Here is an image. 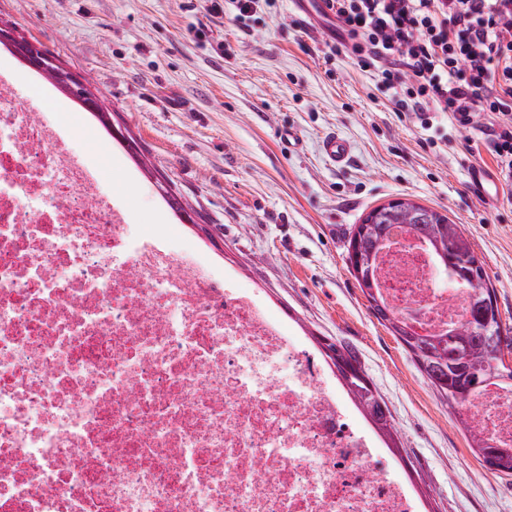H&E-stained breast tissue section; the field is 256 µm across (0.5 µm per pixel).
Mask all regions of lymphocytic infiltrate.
<instances>
[{
    "label": "lymphocytic infiltrate",
    "instance_id": "lymphocytic-infiltrate-1",
    "mask_svg": "<svg viewBox=\"0 0 512 512\" xmlns=\"http://www.w3.org/2000/svg\"><path fill=\"white\" fill-rule=\"evenodd\" d=\"M344 46L431 129L451 113L512 186V0H327ZM489 112L492 123L478 118Z\"/></svg>",
    "mask_w": 512,
    "mask_h": 512
}]
</instances>
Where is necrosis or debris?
<instances>
[{
	"instance_id": "4bbe7bcc",
	"label": "necrosis or debris",
	"mask_w": 512,
	"mask_h": 512,
	"mask_svg": "<svg viewBox=\"0 0 512 512\" xmlns=\"http://www.w3.org/2000/svg\"><path fill=\"white\" fill-rule=\"evenodd\" d=\"M0 77V512H421L270 307L126 214ZM376 279L418 334L465 315L393 225ZM512 448V385L468 398Z\"/></svg>"
}]
</instances>
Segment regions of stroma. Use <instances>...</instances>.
I'll use <instances>...</instances> for the list:
<instances>
[{"instance_id": "stroma-1", "label": "stroma", "mask_w": 512, "mask_h": 512, "mask_svg": "<svg viewBox=\"0 0 512 512\" xmlns=\"http://www.w3.org/2000/svg\"><path fill=\"white\" fill-rule=\"evenodd\" d=\"M0 21L92 82L139 144L129 159L67 99L0 53V74L39 100L130 223L212 263L267 303L314 355L348 349L385 401L401 445L384 461L426 512H512V475L487 469L447 405L373 315L347 259L371 208L409 198L447 213L483 261L502 323L512 330V206L488 151L439 115L431 139L374 70L338 47L330 24L306 27L289 0L240 17L231 0H0ZM347 163L320 151L328 132ZM296 138L284 150L279 136ZM491 180L485 196L472 167ZM197 210L181 223L159 179ZM321 151L334 165H344L351 153L350 143L336 132H329L321 140Z\"/></svg>"}]
</instances>
